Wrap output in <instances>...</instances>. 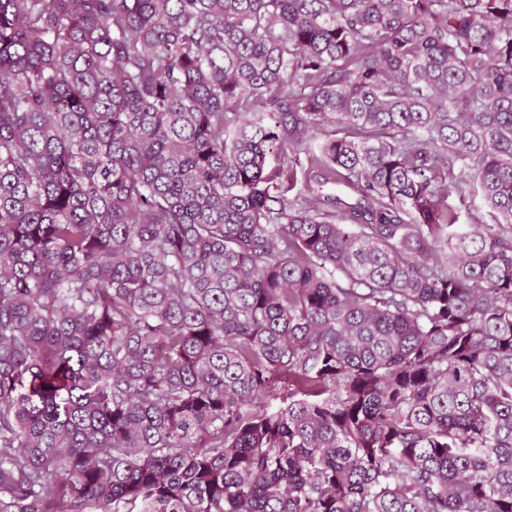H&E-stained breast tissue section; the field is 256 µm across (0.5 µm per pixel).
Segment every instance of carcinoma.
Listing matches in <instances>:
<instances>
[{
    "instance_id": "cac0c4a2",
    "label": "carcinoma",
    "mask_w": 512,
    "mask_h": 512,
    "mask_svg": "<svg viewBox=\"0 0 512 512\" xmlns=\"http://www.w3.org/2000/svg\"><path fill=\"white\" fill-rule=\"evenodd\" d=\"M0 512H512V0H0ZM289 160L293 161V163L290 164H293L297 177L294 182L293 189L288 192V197L290 199H294L296 196L301 198L312 195L336 194V192L344 193L345 195H350L352 193L351 188L336 186V184H318L313 181H309L305 176V170L307 168V155L304 152L301 151L299 154L291 153ZM448 204L458 213L457 224L490 223L488 208L479 196H473L468 189L460 196L453 193L448 198Z\"/></svg>"
}]
</instances>
